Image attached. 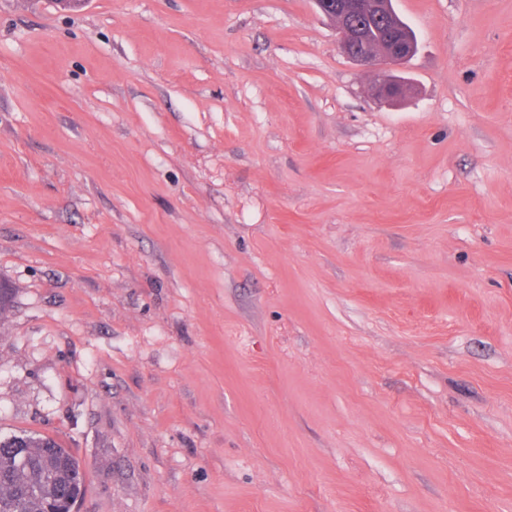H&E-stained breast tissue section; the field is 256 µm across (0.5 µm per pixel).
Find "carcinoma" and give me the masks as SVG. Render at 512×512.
Masks as SVG:
<instances>
[{"mask_svg":"<svg viewBox=\"0 0 512 512\" xmlns=\"http://www.w3.org/2000/svg\"><path fill=\"white\" fill-rule=\"evenodd\" d=\"M79 460L54 439L34 433L0 434V512L64 508L85 489Z\"/></svg>","mask_w":512,"mask_h":512,"instance_id":"cac0c4a2","label":"carcinoma"}]
</instances>
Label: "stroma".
<instances>
[{
    "instance_id": "obj_1",
    "label": "stroma",
    "mask_w": 512,
    "mask_h": 512,
    "mask_svg": "<svg viewBox=\"0 0 512 512\" xmlns=\"http://www.w3.org/2000/svg\"><path fill=\"white\" fill-rule=\"evenodd\" d=\"M0 0V432L79 512H512V0ZM320 13L336 29L341 51L356 65L374 75L372 92L378 99L394 102L404 96L409 83L400 75L417 51V38L393 6V0H313ZM381 21L382 30L371 40L358 17Z\"/></svg>"
}]
</instances>
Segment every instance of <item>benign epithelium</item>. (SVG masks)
<instances>
[{
    "instance_id": "benign-epithelium-1",
    "label": "benign epithelium",
    "mask_w": 512,
    "mask_h": 512,
    "mask_svg": "<svg viewBox=\"0 0 512 512\" xmlns=\"http://www.w3.org/2000/svg\"><path fill=\"white\" fill-rule=\"evenodd\" d=\"M336 29L341 51L374 75L372 92L394 102L409 83L404 65L417 51V38L393 6V0H313Z\"/></svg>"
}]
</instances>
